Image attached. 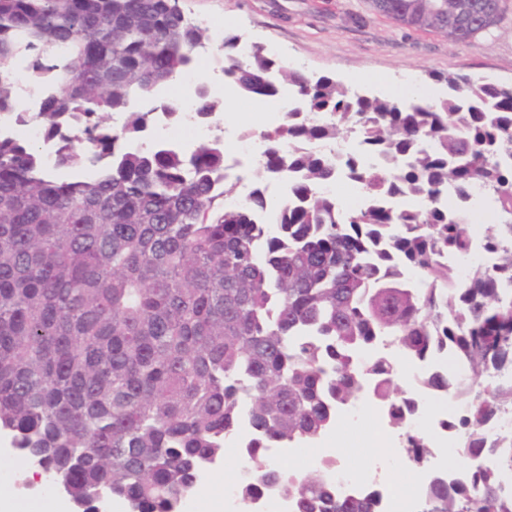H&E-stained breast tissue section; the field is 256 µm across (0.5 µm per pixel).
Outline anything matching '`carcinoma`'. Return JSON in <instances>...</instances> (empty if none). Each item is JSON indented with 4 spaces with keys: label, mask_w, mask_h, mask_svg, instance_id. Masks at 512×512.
Segmentation results:
<instances>
[{
    "label": "carcinoma",
    "mask_w": 512,
    "mask_h": 512,
    "mask_svg": "<svg viewBox=\"0 0 512 512\" xmlns=\"http://www.w3.org/2000/svg\"><path fill=\"white\" fill-rule=\"evenodd\" d=\"M456 2L369 0L400 25L470 45L473 31L431 20ZM237 41L224 35L217 55L238 94L286 84L296 95L255 172L288 191L273 232L258 223L262 188L223 204L232 184L217 186V143L184 155L122 147L152 122L129 103L210 43L178 0H0V119L60 138L62 166L99 164L93 180L63 181L35 144L0 137V430L70 497L169 512L244 420L241 503L274 484L294 512H381L377 487L342 498L328 468L295 474L268 449L321 438L365 392L388 409L409 460L427 463L410 422L421 403L394 352L450 357L467 383L440 369L422 386L457 391L458 454L495 450L500 468L470 469L453 489L435 475L421 512H512L500 476L512 431L485 437L512 405V383L495 380L512 367V296L501 295L512 288V85L450 75L434 103L363 96L327 76L312 84L260 45L240 64ZM19 59L49 89L37 112L20 108ZM125 111L113 128L109 113ZM320 112L323 124L311 118ZM352 127L359 150L341 161L306 148ZM334 179L356 184L364 206L341 210L323 191ZM450 185L464 198L490 186L503 216L485 235L496 262L465 283L444 261L470 244L468 221L441 206ZM478 378L491 384L477 392Z\"/></svg>",
    "instance_id": "cac0c4a2"
}]
</instances>
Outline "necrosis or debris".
<instances>
[{"label": "necrosis or debris", "instance_id": "4bbe7bcc", "mask_svg": "<svg viewBox=\"0 0 512 512\" xmlns=\"http://www.w3.org/2000/svg\"><path fill=\"white\" fill-rule=\"evenodd\" d=\"M196 60L204 69L203 75L186 72L176 84L161 87L131 102L136 110L156 109V121L146 138L128 142L131 150L154 151L159 149L179 153H189L199 140L206 139L224 145V171L235 176V194L226 196L225 205L232 206L246 197L250 184L236 169L243 161H257L263 158L269 144L266 134L246 136L237 130L226 127L224 115L212 112L200 115L198 87H205L207 94L215 98L232 96L234 87L224 77V73L214 61L211 53L201 52ZM179 100L182 110L177 119H169L160 109L161 104ZM357 420L361 429L371 436L370 445L376 450L374 458L363 472H355L349 464L343 448H308L304 455L309 466L318 467L325 462H333V478L339 495L346 496L352 491L364 488L369 481H378L382 488L383 512H419L418 495L427 481L426 470L407 467L403 474L409 480L415 493L411 496L399 494L391 474L382 472L381 467L388 462L404 459L406 451L397 435L392 434L387 414L383 407L370 400H362L357 408Z\"/></svg>", "mask_w": 512, "mask_h": 512}]
</instances>
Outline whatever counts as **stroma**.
I'll list each match as a JSON object with an SVG mask.
<instances>
[{
    "label": "stroma",
    "instance_id": "stroma-1",
    "mask_svg": "<svg viewBox=\"0 0 512 512\" xmlns=\"http://www.w3.org/2000/svg\"><path fill=\"white\" fill-rule=\"evenodd\" d=\"M501 4L498 25L464 45L400 26L367 0H180L192 19L223 23L244 44L277 50L283 64L306 76L326 75L392 99L402 98L409 80L442 98L448 74L511 84L512 0ZM31 476V465L1 458L0 500L15 512H58L63 494L28 489Z\"/></svg>",
    "mask_w": 512,
    "mask_h": 512
}]
</instances>
